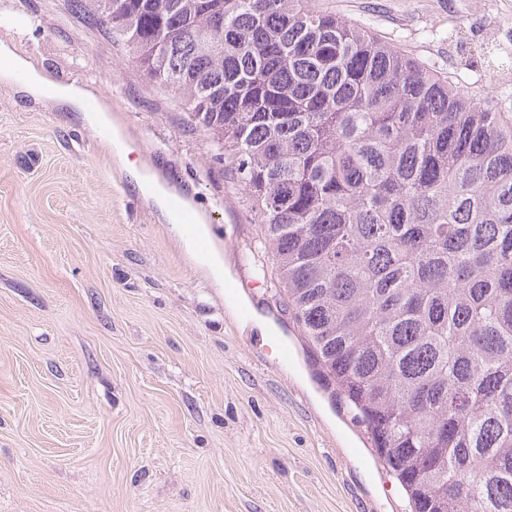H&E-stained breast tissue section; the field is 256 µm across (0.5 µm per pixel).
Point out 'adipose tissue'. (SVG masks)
Here are the masks:
<instances>
[{
	"label": "adipose tissue",
	"mask_w": 512,
	"mask_h": 512,
	"mask_svg": "<svg viewBox=\"0 0 512 512\" xmlns=\"http://www.w3.org/2000/svg\"><path fill=\"white\" fill-rule=\"evenodd\" d=\"M24 75L25 86L29 94L35 97L50 95L55 101L67 105L80 112L86 122L102 125L109 123L108 108L100 104L96 108H89L88 103L93 99L94 93L88 87L76 84H58L51 82L37 71L29 60L16 55L7 45L0 43V78L10 80L17 75ZM136 189L145 196L152 197L173 230L180 234L186 251H194L197 236L207 234L206 226H199L195 234H186L176 214L168 205L169 194L156 181L154 177L138 172L134 175Z\"/></svg>",
	"instance_id": "adipose-tissue-1"
}]
</instances>
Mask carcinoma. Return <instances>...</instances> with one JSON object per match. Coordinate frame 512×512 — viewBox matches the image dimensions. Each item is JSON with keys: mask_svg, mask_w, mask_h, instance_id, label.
Wrapping results in <instances>:
<instances>
[{"mask_svg": "<svg viewBox=\"0 0 512 512\" xmlns=\"http://www.w3.org/2000/svg\"><path fill=\"white\" fill-rule=\"evenodd\" d=\"M191 107L412 512H512V112L309 0H72Z\"/></svg>", "mask_w": 512, "mask_h": 512, "instance_id": "carcinoma-1", "label": "carcinoma"}]
</instances>
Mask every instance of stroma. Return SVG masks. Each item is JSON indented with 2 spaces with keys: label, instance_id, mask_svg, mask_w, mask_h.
<instances>
[{
  "label": "stroma",
  "instance_id": "1",
  "mask_svg": "<svg viewBox=\"0 0 512 512\" xmlns=\"http://www.w3.org/2000/svg\"><path fill=\"white\" fill-rule=\"evenodd\" d=\"M512 103L491 30L450 33L462 0H316ZM69 0H0V42L92 88L128 148L0 80V512H409L271 294L245 193L169 87ZM216 229L247 302L188 255L129 167ZM283 331V365L255 325Z\"/></svg>",
  "mask_w": 512,
  "mask_h": 512
}]
</instances>
